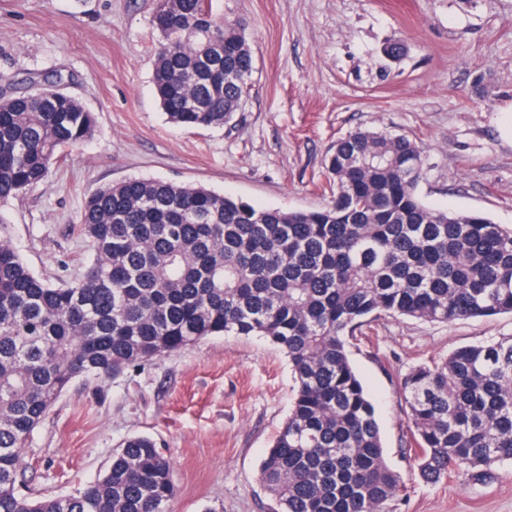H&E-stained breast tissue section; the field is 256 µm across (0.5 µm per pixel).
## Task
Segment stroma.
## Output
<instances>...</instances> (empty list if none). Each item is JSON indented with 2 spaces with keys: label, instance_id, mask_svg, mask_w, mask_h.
Masks as SVG:
<instances>
[{
  "label": "stroma",
  "instance_id": "obj_1",
  "mask_svg": "<svg viewBox=\"0 0 512 512\" xmlns=\"http://www.w3.org/2000/svg\"><path fill=\"white\" fill-rule=\"evenodd\" d=\"M156 0H0V94L25 74L95 116L46 181L0 203L7 237L54 284L80 277L86 196L129 178L202 185L285 212L327 205L331 147L384 130L424 155L428 205L512 226V0H216L246 24L249 91L230 122L175 125L155 95ZM404 48L386 56L389 44ZM512 337V315L452 323L384 316L352 363L376 407L387 461L404 490L389 512H512V463L474 482L424 481L402 455L408 420L398 380L456 348ZM285 353L255 336H209L115 377L77 379L34 430L26 493H74L102 476L119 443L151 437L173 462L167 512H266L259 465L286 419Z\"/></svg>",
  "mask_w": 512,
  "mask_h": 512
}]
</instances>
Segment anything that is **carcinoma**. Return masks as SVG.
I'll list each match as a JSON object with an SVG mask.
<instances>
[{
    "instance_id": "carcinoma-1",
    "label": "carcinoma",
    "mask_w": 512,
    "mask_h": 512,
    "mask_svg": "<svg viewBox=\"0 0 512 512\" xmlns=\"http://www.w3.org/2000/svg\"><path fill=\"white\" fill-rule=\"evenodd\" d=\"M154 87L168 119L220 127L253 58L213 0H157ZM0 96V201L44 182L93 114L54 82ZM325 207L282 212L204 187L128 179L85 200L92 251L54 285L0 236V512H166L171 458L148 436L119 445L97 480L27 497L20 449L77 378L125 369L207 336H259L288 357L294 397L261 461L269 512H387L402 489L350 359L382 315L448 323L512 313V228L427 205L420 148L356 130L328 157ZM403 455L436 483L512 463V339L463 346L400 378Z\"/></svg>"
}]
</instances>
